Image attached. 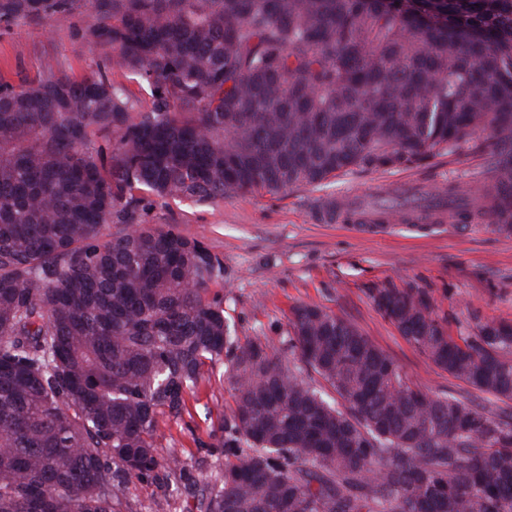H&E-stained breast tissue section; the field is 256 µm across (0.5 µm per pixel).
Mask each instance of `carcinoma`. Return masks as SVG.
I'll return each instance as SVG.
<instances>
[{
    "instance_id": "obj_1",
    "label": "carcinoma",
    "mask_w": 512,
    "mask_h": 512,
    "mask_svg": "<svg viewBox=\"0 0 512 512\" xmlns=\"http://www.w3.org/2000/svg\"><path fill=\"white\" fill-rule=\"evenodd\" d=\"M74 12L97 69L0 77V512H131L126 486L162 470L197 512H512V324L456 339L420 291L368 289L503 407L423 391L316 305L281 346L243 342L222 260L134 195H276L478 135L486 187L448 186L450 228L512 237V0H0V24ZM114 71L149 89L138 115ZM224 364L235 407L202 478L160 460L157 426Z\"/></svg>"
}]
</instances>
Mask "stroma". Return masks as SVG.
Wrapping results in <instances>:
<instances>
[{
    "label": "stroma",
    "mask_w": 512,
    "mask_h": 512,
    "mask_svg": "<svg viewBox=\"0 0 512 512\" xmlns=\"http://www.w3.org/2000/svg\"><path fill=\"white\" fill-rule=\"evenodd\" d=\"M85 22V15L76 12L42 23L0 26V76L15 83L34 78L48 56L74 76L95 67L103 54L81 38ZM482 181V161L463 143L452 155L424 166L340 175L319 187L279 195H230L211 204L147 201L141 218L200 239L220 257L224 278L215 290L240 337L279 342L292 308L314 304L353 323L423 390L461 395L483 406L493 403V396L432 365L376 311L367 292L390 282L425 292L455 337L488 319L512 322V239L477 224L463 233L444 225L419 231L398 225L387 233H364L339 220L318 218L327 200L372 211L396 195L429 202L444 186L476 189ZM233 405L225 369L217 367L180 418L160 420L159 454L178 457L199 474L214 472L219 451L203 442Z\"/></svg>",
    "instance_id": "1"
}]
</instances>
